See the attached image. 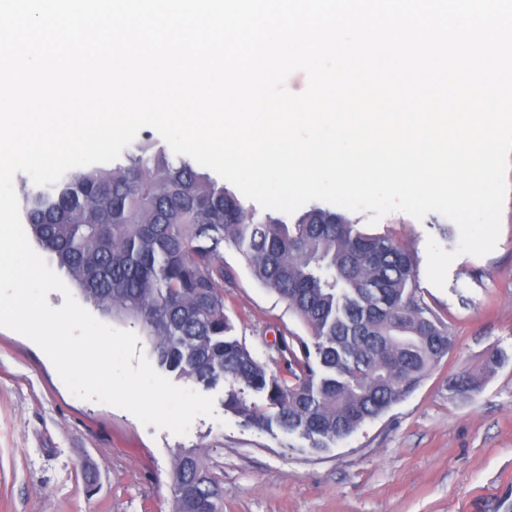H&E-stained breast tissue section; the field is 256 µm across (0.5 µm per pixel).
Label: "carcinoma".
Wrapping results in <instances>:
<instances>
[{"mask_svg": "<svg viewBox=\"0 0 512 512\" xmlns=\"http://www.w3.org/2000/svg\"><path fill=\"white\" fill-rule=\"evenodd\" d=\"M23 209L85 300L142 326L161 365L207 386L224 379L226 410L262 430L297 432L312 448L402 400L454 345L417 295L404 245L319 208L294 224L258 219L149 139L125 165L76 170L52 192L25 194ZM226 244L311 330L315 365L279 338L291 385L231 335L224 283L233 273L217 262ZM173 484L174 512H219L223 491L195 453L176 454Z\"/></svg>", "mask_w": 512, "mask_h": 512, "instance_id": "1", "label": "carcinoma"}]
</instances>
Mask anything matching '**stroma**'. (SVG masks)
Instances as JSON below:
<instances>
[{
	"mask_svg": "<svg viewBox=\"0 0 512 512\" xmlns=\"http://www.w3.org/2000/svg\"><path fill=\"white\" fill-rule=\"evenodd\" d=\"M507 184L495 249L458 256L442 288L427 277V243L454 250L452 221L394 211L372 225L368 213L346 211L363 232L415 253L418 293L456 342L413 392L321 450L244 424L224 408L227 382L207 387L175 371V385L213 397V415L184 435L143 425L73 396L37 344L0 327V512H173L181 449L222 484L224 512H486L512 491V171ZM220 260L234 274L224 287L234 336L286 378L279 339L307 341L309 330L233 248ZM461 373L477 376L475 389L453 388Z\"/></svg>",
	"mask_w": 512,
	"mask_h": 512,
	"instance_id": "obj_1",
	"label": "stroma"
}]
</instances>
